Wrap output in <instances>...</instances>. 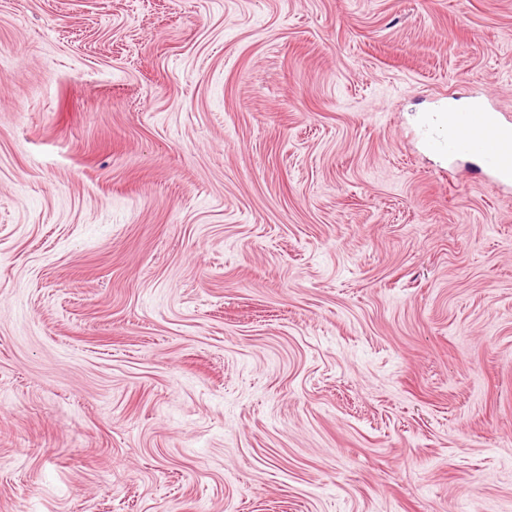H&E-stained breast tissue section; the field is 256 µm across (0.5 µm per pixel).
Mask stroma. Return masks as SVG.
<instances>
[{"label":"stroma","instance_id":"35a3bbf8","mask_svg":"<svg viewBox=\"0 0 512 512\" xmlns=\"http://www.w3.org/2000/svg\"><path fill=\"white\" fill-rule=\"evenodd\" d=\"M512 0H0V512H512ZM432 153H466L499 185L512 186V123L503 121L484 95L468 109L448 111V129L433 131L426 142Z\"/></svg>","mask_w":512,"mask_h":512}]
</instances>
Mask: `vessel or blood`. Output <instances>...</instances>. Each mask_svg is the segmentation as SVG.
<instances>
[{
  "instance_id": "b4317fda",
  "label": "vessel or blood",
  "mask_w": 512,
  "mask_h": 512,
  "mask_svg": "<svg viewBox=\"0 0 512 512\" xmlns=\"http://www.w3.org/2000/svg\"><path fill=\"white\" fill-rule=\"evenodd\" d=\"M426 147L439 154H469L499 185L512 186V123L502 120L488 96L449 111L447 131H433Z\"/></svg>"
}]
</instances>
